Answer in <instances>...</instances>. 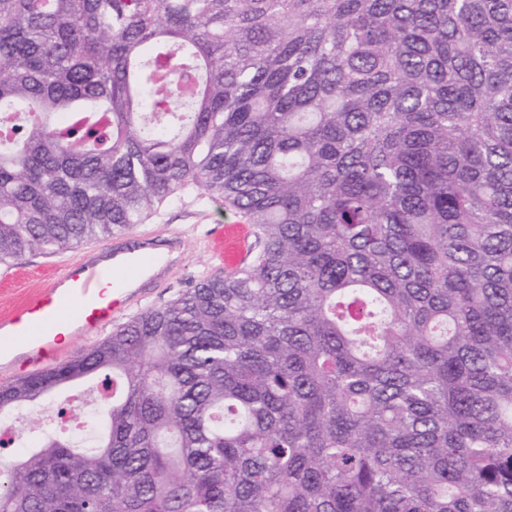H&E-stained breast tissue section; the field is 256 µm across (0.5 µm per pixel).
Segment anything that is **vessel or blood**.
<instances>
[{
	"label": "vessel or blood",
	"instance_id": "obj_1",
	"mask_svg": "<svg viewBox=\"0 0 512 512\" xmlns=\"http://www.w3.org/2000/svg\"><path fill=\"white\" fill-rule=\"evenodd\" d=\"M163 246L143 236L106 253L104 262L80 257L66 263L43 288L0 315V358L37 366L57 357L71 336H94L125 308L129 281L116 274L132 266L152 270Z\"/></svg>",
	"mask_w": 512,
	"mask_h": 512
}]
</instances>
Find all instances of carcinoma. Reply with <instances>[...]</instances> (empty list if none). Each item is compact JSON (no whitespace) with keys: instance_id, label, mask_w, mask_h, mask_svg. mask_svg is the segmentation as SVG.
<instances>
[{"instance_id":"cac0c4a2","label":"carcinoma","mask_w":512,"mask_h":512,"mask_svg":"<svg viewBox=\"0 0 512 512\" xmlns=\"http://www.w3.org/2000/svg\"><path fill=\"white\" fill-rule=\"evenodd\" d=\"M0 267L197 189L248 263L0 385V512H512V0H0ZM63 400L64 398L51 400V403L38 414L23 413L16 415L2 422L0 427L3 425H12V428L15 430L17 435L20 433L28 434L38 426L52 424V421L57 418V410L63 407Z\"/></svg>"}]
</instances>
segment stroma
<instances>
[{
	"label": "stroma",
	"instance_id": "obj_1",
	"mask_svg": "<svg viewBox=\"0 0 512 512\" xmlns=\"http://www.w3.org/2000/svg\"><path fill=\"white\" fill-rule=\"evenodd\" d=\"M241 216L222 200L190 190L180 202L164 207L146 223L136 225L135 235L151 233L158 238H177L178 259L163 273L144 280L140 298L119 314L126 322L149 308H156L176 298L185 289L209 279L223 276L226 265L217 260L208 240V230L215 224H238ZM84 246L55 253L32 252L13 266L0 268V312L7 310L25 292L37 289L44 278L70 260L81 256Z\"/></svg>",
	"mask_w": 512,
	"mask_h": 512
}]
</instances>
